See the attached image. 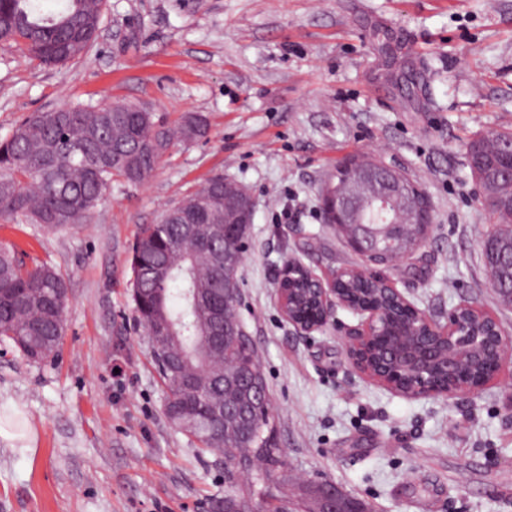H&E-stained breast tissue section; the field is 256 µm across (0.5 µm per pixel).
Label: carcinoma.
Returning <instances> with one entry per match:
<instances>
[{
	"label": "carcinoma",
	"instance_id": "obj_1",
	"mask_svg": "<svg viewBox=\"0 0 512 512\" xmlns=\"http://www.w3.org/2000/svg\"><path fill=\"white\" fill-rule=\"evenodd\" d=\"M106 0H58L57 8L44 10L42 0H0V42L21 46L26 55L48 67H64L85 55L100 29ZM208 122L204 115L187 113L172 123L137 104L100 107L78 104L23 118L12 134L0 139V219L16 224H37L57 229L84 223L104 192L118 179L139 184L156 170L175 140L191 142L204 137ZM512 132H495L470 141L466 158L480 188L503 165V142ZM364 158H351L336 168L322 186L321 196L348 195L361 187L358 173ZM236 185L224 177L210 178L180 203L202 216L198 239L211 242L203 255L183 238L182 225L156 224L141 227L129 248L130 298L145 332L161 323L174 326L176 340L168 350L185 356L184 376L196 381L188 390L153 354V361L166 391L165 413L169 421L198 445L201 454L224 460L227 487L235 494L214 498V512L254 509L253 500L287 470L284 449L277 437L270 399L252 410L224 417V428L210 433L176 421L180 406L192 407L196 418L205 416L210 404L222 397L229 402L248 390L241 375L242 363L259 368L254 346L229 344L210 348L201 336L217 311L230 321L239 320L237 303L224 300V270L215 261L224 250L239 249V240L211 234L213 224L224 223V191ZM493 223L508 229L487 238L483 245L485 266L492 288L512 283V268L501 264L500 249L512 245V199L491 208ZM367 224L397 222L394 236L381 245L388 261L412 255L421 244L424 224L414 191L394 200L387 212L367 205ZM289 302L297 316L306 314L301 295L307 293L304 273H288ZM0 342L13 345L33 363L52 361L58 355L64 334L68 304L67 285L60 273L47 265L27 267L11 246H0ZM345 295L357 304H374L399 320L406 333L414 334V316L390 303L381 283L365 279L355 269L345 270ZM252 457L251 473L236 472L239 454Z\"/></svg>",
	"mask_w": 512,
	"mask_h": 512
}]
</instances>
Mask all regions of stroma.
<instances>
[{"mask_svg":"<svg viewBox=\"0 0 512 512\" xmlns=\"http://www.w3.org/2000/svg\"><path fill=\"white\" fill-rule=\"evenodd\" d=\"M140 104L209 121L139 185L113 182L89 223L49 231L0 221V242L67 280L55 361L0 343V407L20 408L34 448L0 443V512H210L224 466L165 416V390L129 295L144 224L214 175L249 189L242 323L258 351L297 502L331 483L370 512H512V374L466 399L408 398L350 365L358 316L297 335L275 302L286 259L318 275L356 267L320 197L339 165L370 156L426 194L425 246L382 272L431 319L465 300L512 335L488 285L493 234L466 144L512 131V0H107L81 60L49 69L0 44V139L32 112Z\"/></svg>","mask_w":512,"mask_h":512,"instance_id":"obj_1","label":"stroma"}]
</instances>
